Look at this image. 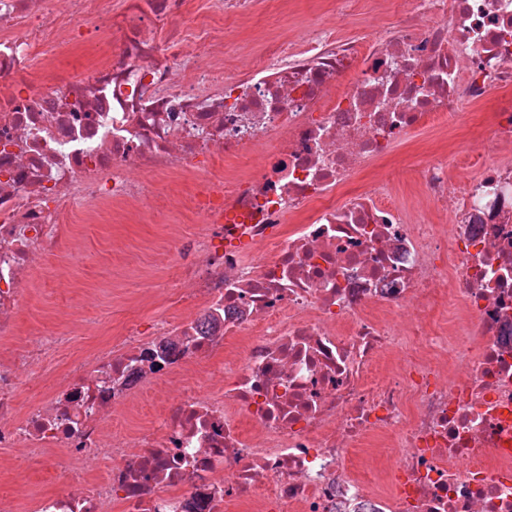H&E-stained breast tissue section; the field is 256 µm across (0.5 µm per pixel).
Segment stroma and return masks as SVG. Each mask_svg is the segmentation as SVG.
Instances as JSON below:
<instances>
[{"label": "stroma", "mask_w": 512, "mask_h": 512, "mask_svg": "<svg viewBox=\"0 0 512 512\" xmlns=\"http://www.w3.org/2000/svg\"><path fill=\"white\" fill-rule=\"evenodd\" d=\"M401 0H288L285 8L274 9L270 0H254L245 14L224 19L225 68H232L239 54L256 50L252 36L256 26L276 36L296 38L299 29L313 19L331 24L337 38L360 37L371 16L393 19ZM422 145L401 149L384 163L397 187L400 199L418 202V186L412 166ZM197 231L198 223L181 212L170 213L164 224H75L74 238L86 252L85 258L56 251L48 265L32 276L26 307L22 310L18 333L21 339L55 328L53 313L73 307L84 317L104 323L98 336H80L76 351L104 343L117 334L130 314L143 323L168 315L170 307L162 296L147 297L145 285L152 279H165L171 269L164 261L173 228ZM61 488L45 468L15 460L13 467L0 469V494L22 490L53 493Z\"/></svg>", "instance_id": "1"}]
</instances>
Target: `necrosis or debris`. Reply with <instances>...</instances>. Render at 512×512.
<instances>
[{"instance_id": "obj_1", "label": "necrosis or debris", "mask_w": 512, "mask_h": 512, "mask_svg": "<svg viewBox=\"0 0 512 512\" xmlns=\"http://www.w3.org/2000/svg\"><path fill=\"white\" fill-rule=\"evenodd\" d=\"M103 3L0 0V448L68 487L0 512H512V0H409L230 71L223 26L181 37L190 0ZM496 90L501 158L456 177L449 156L478 154L460 107ZM424 134L449 137L415 165L447 229L371 173ZM168 174L188 187L152 207ZM78 204L204 228L172 240V315L130 318L50 388L72 334L17 343L18 314ZM144 397L163 410L129 429ZM360 448L384 449L385 492Z\"/></svg>"}]
</instances>
